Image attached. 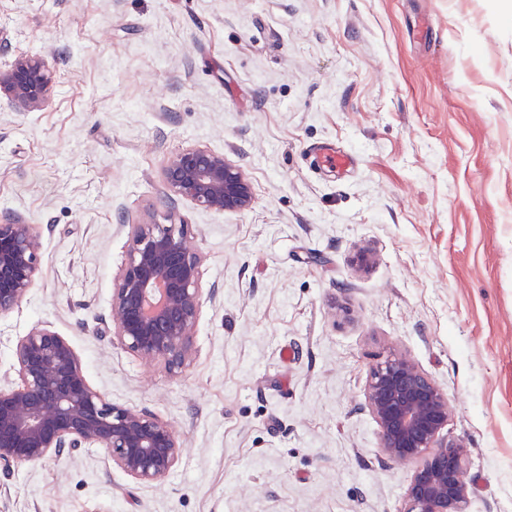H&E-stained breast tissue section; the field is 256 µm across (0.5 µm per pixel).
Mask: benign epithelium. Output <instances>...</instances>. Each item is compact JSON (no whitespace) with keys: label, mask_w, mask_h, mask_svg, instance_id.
Segmentation results:
<instances>
[{"label":"benign epithelium","mask_w":512,"mask_h":512,"mask_svg":"<svg viewBox=\"0 0 512 512\" xmlns=\"http://www.w3.org/2000/svg\"><path fill=\"white\" fill-rule=\"evenodd\" d=\"M53 73L44 58L20 54L0 71V91L26 112L44 107ZM170 205L187 200L217 213L246 210L253 190L224 154L183 150L163 170ZM36 225L0 214V316L26 297L40 273ZM200 255L187 244V225L169 212L164 224H135L127 259L112 289L111 342L142 360L181 370L192 350L199 306ZM21 384L0 386V464L34 463L80 448H100L140 483L167 476L181 441L147 409L116 404L90 386L70 341L34 327L15 346ZM365 405L377 423L384 455L412 462L407 512H467L462 478L467 449L448 439V396L408 355L397 352L372 368Z\"/></svg>","instance_id":"7a95c632"}]
</instances>
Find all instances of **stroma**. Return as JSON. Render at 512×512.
Returning a JSON list of instances; mask_svg holds the SVG:
<instances>
[{"instance_id": "obj_1", "label": "stroma", "mask_w": 512, "mask_h": 512, "mask_svg": "<svg viewBox=\"0 0 512 512\" xmlns=\"http://www.w3.org/2000/svg\"><path fill=\"white\" fill-rule=\"evenodd\" d=\"M20 53L55 84L35 112L0 91V213L42 237L0 384L47 326L184 452L154 483L98 448L0 466V512H406L412 467L364 405L397 351L448 394L469 512H512V0H0V69ZM197 147L254 200L177 205L201 267L174 373L102 329L133 225L165 221L163 169Z\"/></svg>"}]
</instances>
